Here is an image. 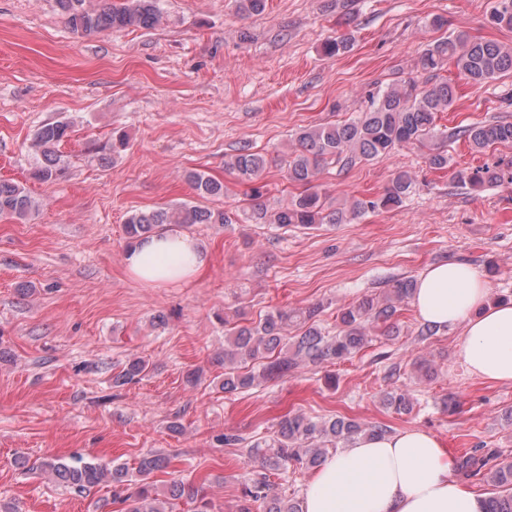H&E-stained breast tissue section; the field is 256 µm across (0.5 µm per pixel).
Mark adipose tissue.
Returning <instances> with one entry per match:
<instances>
[{"label":"adipose tissue","instance_id":"ef3b65f1","mask_svg":"<svg viewBox=\"0 0 512 512\" xmlns=\"http://www.w3.org/2000/svg\"><path fill=\"white\" fill-rule=\"evenodd\" d=\"M126 268L137 282L165 288L194 279L206 256L191 236L164 232L134 243ZM412 305L426 322L458 328L457 355L470 375L512 384V301H488L470 264L451 260L418 277ZM302 512H486L485 495L466 489L430 432L362 436L327 457L306 483Z\"/></svg>","mask_w":512,"mask_h":512}]
</instances>
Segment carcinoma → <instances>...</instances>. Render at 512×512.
<instances>
[{
	"mask_svg": "<svg viewBox=\"0 0 512 512\" xmlns=\"http://www.w3.org/2000/svg\"><path fill=\"white\" fill-rule=\"evenodd\" d=\"M60 15L76 33L95 34L129 27L152 29L161 20L158 0H56ZM242 16L258 15L266 8V0H235ZM489 23L512 29V0H495ZM351 47L348 37L328 40L323 51L339 56ZM454 64L460 77L472 85L496 80L512 70V48L493 40L458 33L440 37L428 44L419 57V68L431 78L448 64ZM456 95V85L446 78L431 85L413 79L388 85L372 95L369 107L353 119L312 125L294 134L295 150L287 155L284 178L294 189L288 202L270 209L260 202L268 162L266 158L243 146L224 161V167L250 187V203L246 219L255 224L286 227L296 224L311 228L320 224H349L367 213L392 209L403 204L415 190L416 179L406 170L394 173L382 194L375 197H353L336 206L323 199L316 184L321 171L332 164L347 169L360 162L379 160L406 145L427 149L425 162L435 171L448 169L447 143L463 140L480 153L494 145H512V121L472 122L449 133L437 127L439 114L448 111ZM69 123L56 121L43 125L35 135L42 160L34 177L51 182L61 172L56 147L69 140ZM503 169L483 165L473 170L456 172L458 182L478 191L487 184L501 181ZM185 181L201 199L224 196V181L198 170L188 171ZM37 202L20 184L0 180V217L22 222L35 210ZM234 214L183 202L173 208L132 212L125 221V234L134 242L164 227L183 224H232ZM416 280L404 278L395 282L386 295H370L351 303L336 316V332H325L314 318L320 307L279 308L257 323L241 325L224 318V381L222 389L234 393L250 388L262 379L272 381L294 372L303 364H321L329 360H346L379 336H398V304L411 298ZM294 326L301 333L290 343L284 332ZM151 370L150 362L133 358L113 377V384L123 386L139 381ZM384 405L397 413L411 408L409 394L394 389L384 394ZM389 429L367 425L351 419L307 416L290 413L278 429L263 441L249 445L248 454L258 463V470L242 478L240 512H251L257 504L263 512H301V503L273 490L271 476L292 468L315 469L338 445L347 444L361 435H384ZM20 465L34 473H48L76 494L106 482L112 486V503L122 512H173L172 501L184 500L194 505L193 512H212L205 493L208 477L194 483L171 472L164 489L150 481L156 471L169 467L170 459L151 455L139 460L136 472L124 463L86 462L77 458L65 463L57 458L30 460ZM457 471L469 479L483 480L492 486L488 496V512H512V461L500 458L495 451L474 448L456 460Z\"/></svg>",
	"mask_w": 512,
	"mask_h": 512,
	"instance_id": "cac0c4a2",
	"label": "carcinoma"
}]
</instances>
